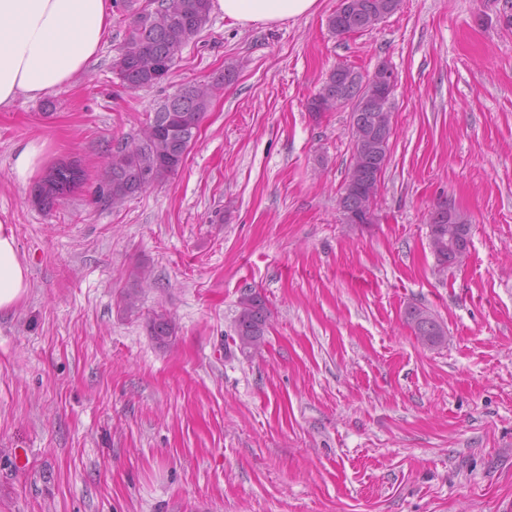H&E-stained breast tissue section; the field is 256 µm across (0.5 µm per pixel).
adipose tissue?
I'll return each mask as SVG.
<instances>
[{"mask_svg": "<svg viewBox=\"0 0 512 512\" xmlns=\"http://www.w3.org/2000/svg\"><path fill=\"white\" fill-rule=\"evenodd\" d=\"M319 0H211L241 25L312 14ZM111 0H0V109L21 96L43 99L87 71L112 30ZM29 288L14 229L0 224V313Z\"/></svg>", "mask_w": 512, "mask_h": 512, "instance_id": "adipose-tissue-1", "label": "adipose tissue"}]
</instances>
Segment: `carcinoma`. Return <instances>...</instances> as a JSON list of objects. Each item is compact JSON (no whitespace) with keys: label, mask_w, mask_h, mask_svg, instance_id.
<instances>
[{"label":"carcinoma","mask_w":512,"mask_h":512,"mask_svg":"<svg viewBox=\"0 0 512 512\" xmlns=\"http://www.w3.org/2000/svg\"><path fill=\"white\" fill-rule=\"evenodd\" d=\"M345 6V17L337 20L339 11L328 18V26L338 36L367 30L366 16L377 14L385 18L395 12L399 0H339ZM211 0H150L152 7L131 15V32L125 40L118 59L113 63L121 85L130 90L150 88L168 78L181 58L182 52L208 23ZM213 84H187L159 104L149 122L158 126L153 134L143 135L131 142L117 144L107 161L94 194L104 203L121 204L147 188L173 175L182 165L187 153V140L182 134L199 129L211 99ZM371 88L363 84V76L352 67L339 64L329 74L317 97L324 99L343 94L352 103L351 116L361 113L373 117L385 113L386 125H391V104L383 100L361 109L359 101ZM82 181L80 171L70 166L52 170L35 190V202L49 206L65 192ZM271 312L265 299L256 292L241 295L234 320L232 344L239 353L253 357L261 352ZM428 319L437 325L434 336L420 335V326L413 325L412 315H406L408 326L422 345L435 347L445 340L446 332L433 315ZM150 335L160 345L169 341L173 327L168 315L156 312L148 321Z\"/></svg>","instance_id":"obj_1"}]
</instances>
